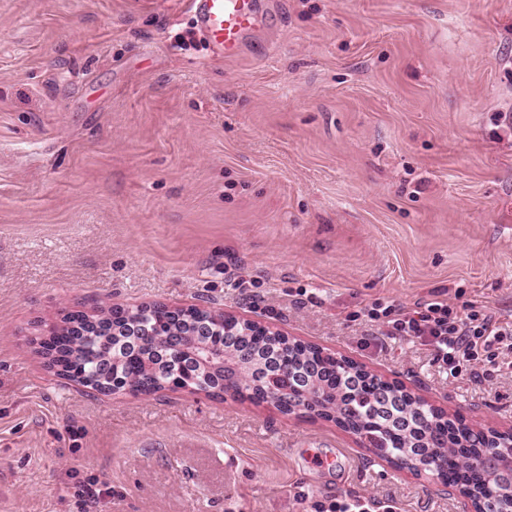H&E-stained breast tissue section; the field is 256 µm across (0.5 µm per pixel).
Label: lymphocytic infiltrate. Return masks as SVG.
Wrapping results in <instances>:
<instances>
[{"label": "lymphocytic infiltrate", "instance_id": "obj_1", "mask_svg": "<svg viewBox=\"0 0 512 512\" xmlns=\"http://www.w3.org/2000/svg\"><path fill=\"white\" fill-rule=\"evenodd\" d=\"M364 315L371 325L383 328L385 337L425 346L450 375L465 371L478 378L477 367L488 355L497 357L498 371L512 375V313L463 315L437 297L413 309L376 300Z\"/></svg>", "mask_w": 512, "mask_h": 512}]
</instances>
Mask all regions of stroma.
<instances>
[{
  "instance_id": "35a3bbf8",
  "label": "stroma",
  "mask_w": 512,
  "mask_h": 512,
  "mask_svg": "<svg viewBox=\"0 0 512 512\" xmlns=\"http://www.w3.org/2000/svg\"><path fill=\"white\" fill-rule=\"evenodd\" d=\"M283 2L224 61L185 0H0V512H459L332 422L48 368L31 337L102 305L244 313L512 427L493 364L358 316L512 310V0ZM322 511L319 512H378L381 509L385 512H392V506L382 505L374 497L355 496L350 498H342L333 500L329 503L328 508L320 505Z\"/></svg>"
}]
</instances>
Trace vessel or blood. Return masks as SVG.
<instances>
[{"label": "vessel or blood", "instance_id": "obj_1", "mask_svg": "<svg viewBox=\"0 0 512 512\" xmlns=\"http://www.w3.org/2000/svg\"><path fill=\"white\" fill-rule=\"evenodd\" d=\"M188 6L212 56L232 60L267 31L279 0H188Z\"/></svg>", "mask_w": 512, "mask_h": 512}]
</instances>
